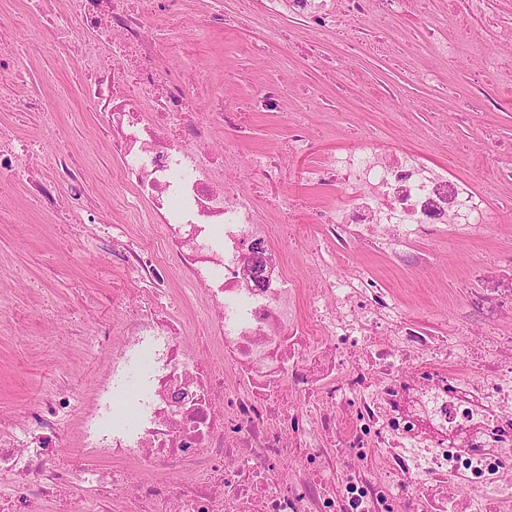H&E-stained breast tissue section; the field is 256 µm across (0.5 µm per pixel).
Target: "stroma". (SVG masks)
<instances>
[{
    "label": "stroma",
    "mask_w": 512,
    "mask_h": 512,
    "mask_svg": "<svg viewBox=\"0 0 512 512\" xmlns=\"http://www.w3.org/2000/svg\"><path fill=\"white\" fill-rule=\"evenodd\" d=\"M190 8L196 19L181 31L171 29L163 16L150 19L169 40L190 41V55L172 61L177 71H208L213 83H227L243 107L249 102L246 74L261 77L285 71L295 95L307 98L308 124L321 134L320 149L382 133L406 140L432 161L456 164L461 176L480 182L487 175L486 160L495 146L512 144V51L494 46L490 30L478 20L468 22L470 39L463 56L455 61L439 59L418 39L428 16L446 11L448 0H428L423 8L412 2L399 26L384 25V56L337 59L329 75L309 67L301 57L302 50L311 46L335 57V44L316 32L292 26L291 61L286 64L279 47L255 58L245 49L246 36L203 22L204 0H192ZM484 55L494 60L486 78L475 65ZM27 66L44 77L41 93L47 109L24 114L0 106V127L32 142L40 140L46 124L64 131L72 160L91 185L90 196L104 227H81L87 214L79 207L73 212V223H54L47 208L33 205L29 195L18 189L0 199V412L16 416L64 378L72 384L77 401L91 397L105 353L94 345L81 346L80 338L90 327L111 324L112 299L118 286L128 281L126 272L113 264L104 249L110 237L143 230L112 207V158L97 134L93 113L85 108L72 64L34 54ZM407 69L434 70L438 81L452 83L459 95L476 101V108L459 111L454 100L439 95L434 87L404 82L401 74ZM487 93L497 96L495 109L479 108ZM287 133L284 116H256L239 163L268 150ZM511 251L509 218L438 255L427 276L356 251L338 256L336 269L344 274L355 264L371 268L403 305L438 321L459 302L456 288L476 260Z\"/></svg>",
    "instance_id": "35a3bbf8"
}]
</instances>
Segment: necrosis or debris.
<instances>
[{
  "instance_id": "4bbe7bcc",
  "label": "necrosis or debris",
  "mask_w": 512,
  "mask_h": 512,
  "mask_svg": "<svg viewBox=\"0 0 512 512\" xmlns=\"http://www.w3.org/2000/svg\"><path fill=\"white\" fill-rule=\"evenodd\" d=\"M182 0H69L77 39L36 44L71 56L112 153L114 202L144 236L113 239L149 308L117 304L96 391L77 403L54 385L24 418L0 412V512H512V282L476 263L447 323L408 313L366 269L337 276L333 256L381 254L426 270L448 244L499 223L484 187L383 136H361L321 162L304 123L287 141L238 165L249 115L199 73L161 60L148 17L184 21ZM264 28L256 49L281 43L284 25L335 41L343 58L382 53L363 39L374 19L400 21L406 0H247ZM33 77L0 52V104L40 112ZM31 87L19 95L17 87ZM206 92L210 107L198 105ZM223 134V152L211 145ZM47 207L85 197L83 172L60 130L40 143ZM321 189L315 205L258 186L292 179ZM315 274L288 268L289 248ZM176 267L183 290L172 292ZM464 336L480 337L462 349ZM476 364L462 380L451 364ZM141 369L133 419L117 412L131 364ZM80 445L53 457L72 416Z\"/></svg>"
}]
</instances>
